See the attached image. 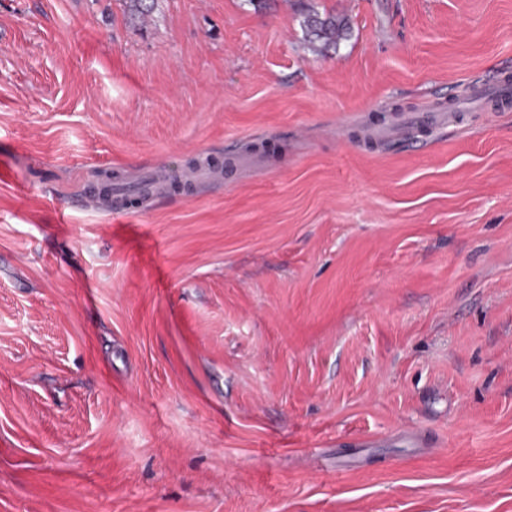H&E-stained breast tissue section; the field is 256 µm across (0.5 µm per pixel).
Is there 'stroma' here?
I'll return each instance as SVG.
<instances>
[{
  "instance_id": "35a3bbf8",
  "label": "stroma",
  "mask_w": 512,
  "mask_h": 512,
  "mask_svg": "<svg viewBox=\"0 0 512 512\" xmlns=\"http://www.w3.org/2000/svg\"><path fill=\"white\" fill-rule=\"evenodd\" d=\"M506 66L512 0H0V512H512V109L360 138ZM345 23L333 17L321 18L309 13L303 21L306 37L311 44L320 43L323 49L336 45L345 31Z\"/></svg>"
}]
</instances>
